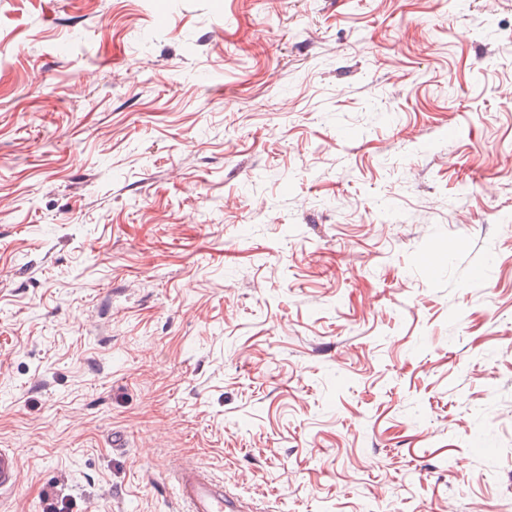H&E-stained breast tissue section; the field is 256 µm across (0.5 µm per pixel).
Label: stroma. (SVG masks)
Returning <instances> with one entry per match:
<instances>
[{
    "label": "stroma",
    "mask_w": 512,
    "mask_h": 512,
    "mask_svg": "<svg viewBox=\"0 0 512 512\" xmlns=\"http://www.w3.org/2000/svg\"><path fill=\"white\" fill-rule=\"evenodd\" d=\"M1 451L0 512H512V0H0ZM185 512H243L242 505L224 495V486L200 469L182 468L173 475Z\"/></svg>",
    "instance_id": "stroma-1"
}]
</instances>
